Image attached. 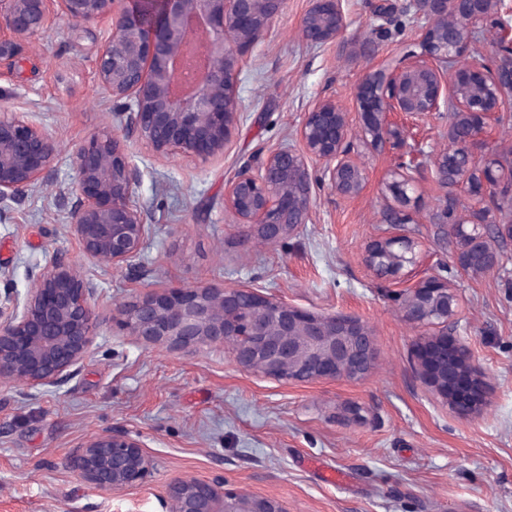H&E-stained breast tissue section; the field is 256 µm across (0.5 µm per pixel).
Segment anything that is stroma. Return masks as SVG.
<instances>
[{
    "label": "stroma",
    "mask_w": 512,
    "mask_h": 512,
    "mask_svg": "<svg viewBox=\"0 0 512 512\" xmlns=\"http://www.w3.org/2000/svg\"><path fill=\"white\" fill-rule=\"evenodd\" d=\"M384 2L343 0L344 35L316 46L299 29L309 0H287L240 65L241 117L223 157L159 159L131 147L140 172L134 200L153 226L131 269L84 258L57 204L76 178L80 143L117 127L121 105L97 86L92 67L108 23L83 28L60 16L37 48L0 58V113H30L59 145L49 181L0 212L1 282L25 293L32 274L59 256L97 283L103 308L170 284L253 288L366 323L377 351L363 378L288 382L243 370L227 348L175 353L104 324L68 383L0 384V512H166L173 479L215 474L226 490L279 498L288 512H512V201L488 205L485 230L499 246V265L470 276L456 265L455 242L438 240L433 225L445 197L464 209L470 198L427 170L410 192L405 231L418 243V262L409 277L447 280L458 298L447 329L484 373V403L467 419L418 371L419 345L439 324L405 322L400 284L362 260L366 243L389 230L381 217L394 203L387 182L397 151L355 141L365 191L343 198L315 184L311 221L277 244L262 242L224 206L226 184L259 153L294 142L316 100L354 111L366 72L420 54V20L400 12L379 28ZM449 121L445 109L404 120L407 145L428 152L447 143ZM109 428L138 436L154 461L136 489L100 491L65 467L73 449ZM322 465L342 481L326 483Z\"/></svg>",
    "instance_id": "obj_1"
}]
</instances>
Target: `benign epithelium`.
I'll return each instance as SVG.
<instances>
[{
  "instance_id": "7a95c632",
  "label": "benign epithelium",
  "mask_w": 512,
  "mask_h": 512,
  "mask_svg": "<svg viewBox=\"0 0 512 512\" xmlns=\"http://www.w3.org/2000/svg\"><path fill=\"white\" fill-rule=\"evenodd\" d=\"M285 0H0V56L15 55L45 35L62 14L83 26L111 21L96 51L97 85L115 101L119 130L94 135L73 155L74 183L63 193L67 235L92 262L132 266L152 230L134 202L140 173L130 162L139 143L158 157L180 154L206 162L224 155L240 120L236 75L243 57L278 15ZM502 0H409L407 12L425 20L421 54L403 66L366 73L354 90L359 137L376 148L399 149L393 116L416 119L451 106L449 145L430 164L440 185H461L474 201L471 212L445 201L433 223L438 236L459 241L456 256L467 274L498 265L500 251L484 231L485 197L512 195V170L479 156L484 130L507 111L512 91V18L499 17ZM496 18L498 61L490 68L473 56L478 29ZM347 27L342 0H309L303 38L336 43ZM350 113L321 99L304 113L297 144L286 143L244 166L224 189V205L240 224L257 228L277 244L309 223L312 186L324 183L343 197L367 186L364 167L351 152ZM57 154L54 133L24 112L0 114V208L24 198L51 176ZM419 170L418 155H401L388 189L407 200ZM471 229H466L467 225ZM414 241L403 234L380 236L364 248L370 269L394 278L415 262ZM97 284L54 257L32 276L21 295L0 292V383L61 386L88 358L95 330L112 321L144 342L192 353L204 346L232 347L239 366L289 381L336 380L367 373L375 358L372 332L345 316H319L273 301L250 288L172 284L131 305L106 312L92 305ZM406 320L447 321L457 297L448 281L430 275L401 289ZM423 379L446 398L457 415L476 414L484 373L469 347L442 332L418 349ZM153 462L140 439L104 430L73 450L65 467L104 491L139 487ZM168 512H288L275 497L224 491V476L178 477L168 486Z\"/></svg>"
}]
</instances>
